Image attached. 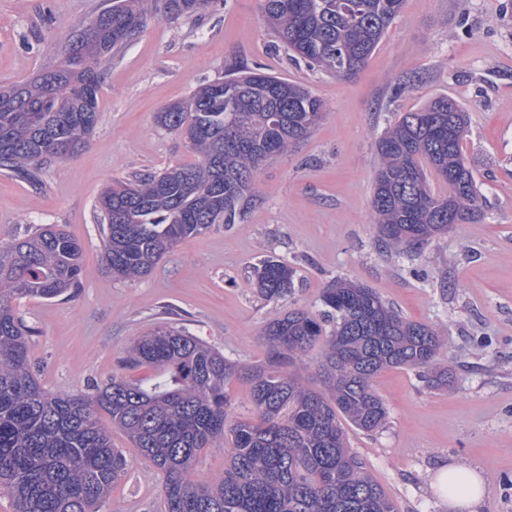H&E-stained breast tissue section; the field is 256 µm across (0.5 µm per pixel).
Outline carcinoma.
<instances>
[{
  "mask_svg": "<svg viewBox=\"0 0 512 512\" xmlns=\"http://www.w3.org/2000/svg\"><path fill=\"white\" fill-rule=\"evenodd\" d=\"M211 0H112L59 51L54 68L0 88V169L34 188L48 163L78 155L99 119L98 93L112 57L151 13L191 16ZM404 0H261L277 46L338 77L359 73L399 15ZM324 103L305 85L263 72L198 86L161 109L159 128L178 133L196 162L115 180L94 206L106 225L103 264L119 280H140L181 240L234 224L256 194L265 162L288 152L320 122ZM467 113L442 97L406 112L377 143L372 208L390 250H412L466 222L480 189L461 142ZM426 160L448 194L432 191ZM83 247L58 224L0 242V492L14 512H104L127 473L99 415L110 416L164 474V512H396L393 500L348 446L344 424L371 433L387 418L374 388L391 367L416 370L448 387L431 326L406 319L372 288L337 281L321 303L333 322L294 308L271 319L264 365L245 368L188 330L160 323L121 356L154 374L114 377L71 394L46 390L29 361L34 331L16 315L19 298L56 299L79 288ZM296 271L269 257L254 268L268 301L292 295ZM319 385L287 372L315 347ZM250 383L252 411L235 417L225 385ZM222 443L224 477L200 482L201 451Z\"/></svg>",
  "mask_w": 512,
  "mask_h": 512,
  "instance_id": "1",
  "label": "carcinoma"
}]
</instances>
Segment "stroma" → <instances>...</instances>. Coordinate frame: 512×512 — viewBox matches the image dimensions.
Returning <instances> with one entry per match:
<instances>
[{
	"label": "stroma",
	"mask_w": 512,
	"mask_h": 512,
	"mask_svg": "<svg viewBox=\"0 0 512 512\" xmlns=\"http://www.w3.org/2000/svg\"><path fill=\"white\" fill-rule=\"evenodd\" d=\"M103 0H0V85L29 80ZM261 69L305 84L325 105L311 134L263 164L255 205L234 224L180 241L145 279L102 269L104 233L93 218L112 181L194 162L155 114L228 68ZM448 97L468 113L462 143L480 187L479 211L414 253L377 241L371 198L377 141L405 112ZM100 121L74 158L52 163L36 189L0 169V241L62 224L83 245L81 286L71 298L15 301L34 328L29 358L41 383L73 393L112 377L140 380L122 352L163 321L186 327L247 366L267 355L265 324L279 313L322 310L337 280L377 291L440 337L451 377L430 388L414 370H382L374 387L385 426L348 429L349 445L398 512H448L431 482L448 462L476 468L487 484L479 512H512V0H404L363 70L340 78L289 59L267 28L260 0H214L199 15L149 19L113 58L99 92ZM280 257L296 271L292 296L262 298L254 267ZM129 461L107 512H161L163 474L120 430Z\"/></svg>",
	"instance_id": "obj_1"
}]
</instances>
